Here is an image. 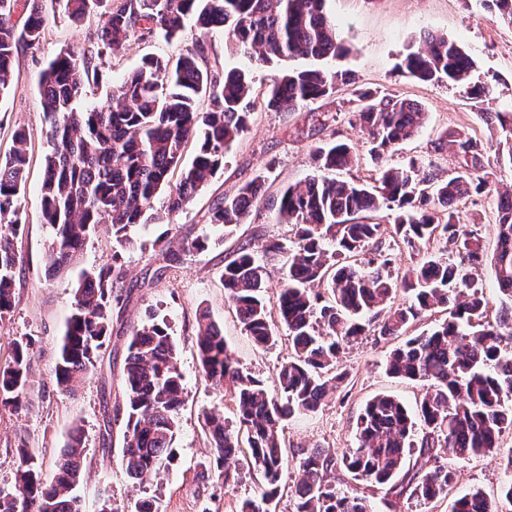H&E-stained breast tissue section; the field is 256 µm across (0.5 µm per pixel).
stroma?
<instances>
[{
  "mask_svg": "<svg viewBox=\"0 0 512 512\" xmlns=\"http://www.w3.org/2000/svg\"><path fill=\"white\" fill-rule=\"evenodd\" d=\"M326 9L350 49L334 66L349 70L353 85L293 112L257 108L245 138L232 148L223 169L187 210L168 216L167 192L157 195L150 225L139 229L136 246L122 253L126 296L120 308L113 311L118 334L104 352L100 368L87 376L74 396L58 388L52 375L57 341L74 307V278L77 270L110 261L116 245L107 225H99L88 236L76 270L53 278L47 274L50 228L42 222L39 191L49 127L42 112L38 78L61 49L87 43L102 18L93 15L76 27L64 14H57L49 21L39 45L19 49L15 57L16 87L0 99V159L9 152L13 130L22 128L30 134L31 162L22 199L23 270L15 305L0 319V367L6 363L10 343L16 338L34 340L36 364L29 407L18 411L0 408L1 490L14 489V453L19 441H29L36 449L43 475L49 478L55 473L70 429L77 426L83 434L87 472L77 490L83 512H98L99 498L104 493L111 496L119 512H135L136 502L144 499L152 500L156 512H232L238 501L255 495L257 484L254 472L246 467L239 481L228 488L217 478L204 481L199 476L211 457L204 432L205 414H219L232 423L236 407L213 388L200 369L196 319L200 311H208L223 327L224 339L241 366L272 379L280 362L289 355L288 342L282 339L274 346L261 348L242 333L235 315L224 304L221 273L242 242H251L257 248L268 239L287 240L292 232L289 225L273 223L269 210L260 204L253 208L248 223L228 236L223 227L206 224L208 210L268 165L274 168L268 181L269 195H276L281 185L304 180L314 171L312 141L331 136L364 146L365 135L350 123L359 88L415 100L427 114L420 134L386 156V165L398 166L424 154L428 141L447 131H464L483 142L496 143L497 133L485 124L482 115L512 107V28L496 22L485 0H327ZM424 30L457 41L475 64L474 78L491 85L493 95L473 100L459 87L421 82L403 73L399 64L408 53L421 49L419 34ZM197 35V29L190 25L181 40L171 43L159 37L130 39L124 51L107 57L101 80L84 88L82 106L104 100L112 85L137 68L143 57L177 56L192 46ZM225 40L220 31L207 37L210 63L248 70L255 91L264 92L278 77V66L231 54ZM497 202V192L491 191L459 206L461 223L475 230L482 240L485 260L476 273L487 286L495 309L501 305L490 264L497 245ZM164 233L176 241L205 235L208 247L184 256L178 268L160 277L156 271L164 260L157 239ZM155 316L167 320L179 346L185 404L175 440L177 461L148 483L138 485L127 479L122 466L121 423H113L111 438L106 441L102 438V419L105 407L114 405L120 396L119 372L127 336L133 326ZM394 345V340L379 338L370 330L345 349L341 364L348 378L335 401L315 414L290 421L284 429L290 445L289 473L297 471L300 449L317 446L339 455L354 447L356 418L373 396L389 394L408 408H416L426 391L424 383L393 378L385 372V359ZM510 455L512 432L504 434L496 454L456 463L455 492L478 489L487 496H498L505 480V460Z\"/></svg>",
  "mask_w": 512,
  "mask_h": 512,
  "instance_id": "stroma-1",
  "label": "stroma"
}]
</instances>
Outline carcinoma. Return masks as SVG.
Returning a JSON list of instances; mask_svg holds the SVG:
<instances>
[{
    "instance_id": "1",
    "label": "carcinoma",
    "mask_w": 512,
    "mask_h": 512,
    "mask_svg": "<svg viewBox=\"0 0 512 512\" xmlns=\"http://www.w3.org/2000/svg\"><path fill=\"white\" fill-rule=\"evenodd\" d=\"M325 3L0 0V97L13 88L19 47L40 43L49 15L59 9L75 26L97 11L105 17L88 45L60 50L39 78L50 127L40 188L43 223L53 231L48 273L67 270L92 229L103 223L117 245H134L133 231L176 171L179 180L169 193L167 211L175 214L192 204L249 129L257 102L269 111L293 112L351 83L347 70L288 66L295 58L327 62L348 54ZM191 21L198 37L175 60L145 57L102 103L78 107L84 85L98 79L106 55L135 36L174 39ZM215 29L224 31L233 53L284 65L279 80L259 95L246 70L210 65L204 41ZM421 40L424 51L408 54L402 63L409 77L446 80L474 99L493 93L490 85L471 81L473 60L458 42L431 32ZM424 119V109L414 101L359 90L352 122L367 135L375 174L368 181L335 177L359 166L358 148L332 137L312 142L319 174L282 186L270 207L273 223L293 226V240H268L260 251L242 244L224 266V302L242 332L266 348L277 343L278 326L288 330L291 354L277 367L273 386L241 367L220 326L208 313L199 315L196 347L202 373L236 406L233 426L222 417H205L212 458L201 476L215 473L229 487L237 482L244 457L258 475V494L238 502L234 512H271L286 486L284 423L314 414L335 399L348 377L341 367L343 350L374 323L379 335L400 337L435 308L453 304L451 319L408 337L386 358L388 375L427 384L415 413L394 397L378 394L357 417L355 447L339 458L317 447L302 451L290 486L296 512H398L403 497L445 498L455 484L451 462L497 452L503 433L512 431V352L502 347L503 337L512 340V305L497 310L495 323L483 321L489 301L472 273L483 247L454 213L460 201L489 190L495 176L488 159L493 145L453 131L431 141L423 158L382 165L389 152L419 134ZM483 120L509 143L506 161L512 166V110L486 112ZM191 141L196 153L186 163ZM447 150L458 166L446 175L435 157ZM28 170L27 134L16 130L8 156L0 160V318L15 305L22 263L21 194ZM267 182L261 172L224 196L207 223L220 224L226 232L247 223ZM499 199L495 287L512 301V193ZM381 209L394 212L392 223L374 221ZM441 238L455 246L457 257L424 250ZM207 244L205 236L182 241L176 249L164 244L163 270ZM405 252L418 260L401 268L397 255ZM279 257L284 258L281 281L271 296L267 260ZM120 259L115 252L111 261L82 271L74 282V309L53 368L56 383L70 395L96 369L112 338V304L120 302L124 288ZM400 292L409 299L397 304ZM10 346L9 361L0 368V407L17 409L31 391L34 350L30 340L14 339ZM120 389L116 413L124 419L122 463L127 477L143 484L176 460L183 377L165 319L154 317L130 331ZM83 456L81 428L74 427L48 483L35 450L25 441L18 444L16 493H0V512H82L75 490L83 479ZM338 467L383 496L376 502L341 491L331 481ZM505 472L508 479L498 497L475 489L458 495L451 512H512V455Z\"/></svg>"
}]
</instances>
